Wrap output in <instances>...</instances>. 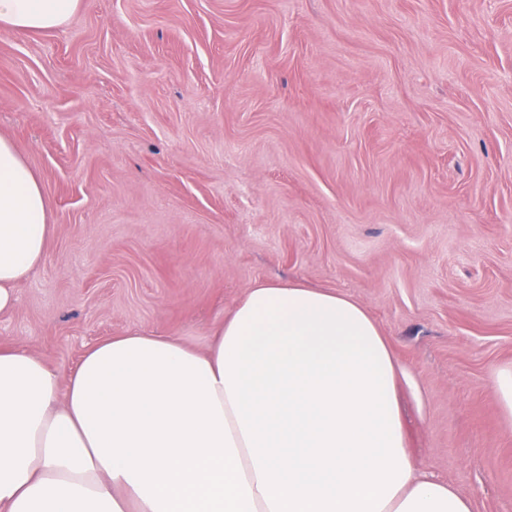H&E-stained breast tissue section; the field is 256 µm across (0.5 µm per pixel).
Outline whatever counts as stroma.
Returning a JSON list of instances; mask_svg holds the SVG:
<instances>
[{
  "mask_svg": "<svg viewBox=\"0 0 512 512\" xmlns=\"http://www.w3.org/2000/svg\"><path fill=\"white\" fill-rule=\"evenodd\" d=\"M0 136L53 226L1 345L65 376L129 332L207 352L260 281L338 291L419 469L512 512V0H81L0 27ZM492 380L501 399L506 422L512 425V367L495 368Z\"/></svg>",
  "mask_w": 512,
  "mask_h": 512,
  "instance_id": "1",
  "label": "stroma"
}]
</instances>
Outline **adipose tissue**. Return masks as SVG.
<instances>
[{"label":"adipose tissue","instance_id":"1","mask_svg":"<svg viewBox=\"0 0 512 512\" xmlns=\"http://www.w3.org/2000/svg\"><path fill=\"white\" fill-rule=\"evenodd\" d=\"M80 0H0V26H63ZM41 176L0 137V311L42 263ZM401 368L366 309L299 281L249 289L204 354L131 332L60 377L0 349V512H473L420 471Z\"/></svg>","mask_w":512,"mask_h":512}]
</instances>
